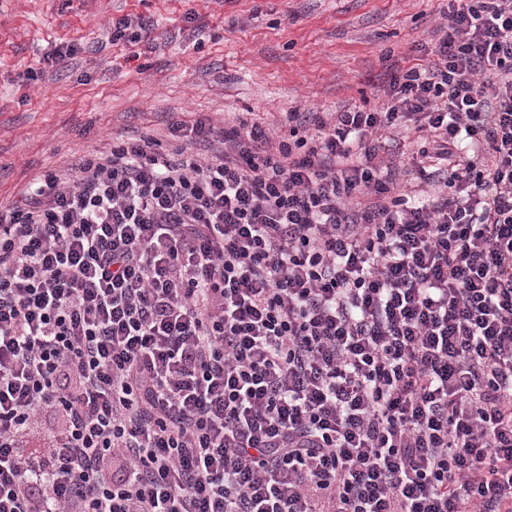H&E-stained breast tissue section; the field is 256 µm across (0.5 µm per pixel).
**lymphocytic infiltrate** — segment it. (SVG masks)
Masks as SVG:
<instances>
[{
    "label": "lymphocytic infiltrate",
    "instance_id": "lymphocytic-infiltrate-1",
    "mask_svg": "<svg viewBox=\"0 0 512 512\" xmlns=\"http://www.w3.org/2000/svg\"><path fill=\"white\" fill-rule=\"evenodd\" d=\"M443 18L380 107L0 207V512H512V0Z\"/></svg>",
    "mask_w": 512,
    "mask_h": 512
}]
</instances>
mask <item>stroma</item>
<instances>
[{
    "label": "stroma",
    "instance_id": "35a3bbf8",
    "mask_svg": "<svg viewBox=\"0 0 512 512\" xmlns=\"http://www.w3.org/2000/svg\"><path fill=\"white\" fill-rule=\"evenodd\" d=\"M448 0H0V203L38 176L171 122L242 118L278 135L294 108H372L375 84L429 41ZM158 49L94 45L124 15ZM61 42L83 53L46 57Z\"/></svg>",
    "mask_w": 512,
    "mask_h": 512
}]
</instances>
